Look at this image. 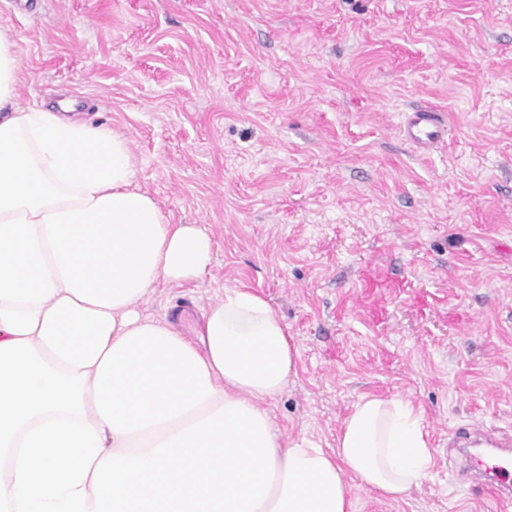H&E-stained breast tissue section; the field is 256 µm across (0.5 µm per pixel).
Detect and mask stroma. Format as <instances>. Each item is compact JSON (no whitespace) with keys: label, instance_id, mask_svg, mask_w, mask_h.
I'll return each mask as SVG.
<instances>
[{"label":"stroma","instance_id":"1","mask_svg":"<svg viewBox=\"0 0 512 512\" xmlns=\"http://www.w3.org/2000/svg\"><path fill=\"white\" fill-rule=\"evenodd\" d=\"M0 29L21 107L126 137L133 187L209 235L143 314L190 336L253 288L298 349L281 439L335 447L366 393L423 412L428 477L350 512H502L448 435L512 440V0H0ZM419 108L445 125L427 153L399 133Z\"/></svg>","mask_w":512,"mask_h":512}]
</instances>
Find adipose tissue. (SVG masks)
I'll list each match as a JSON object with an SVG mask.
<instances>
[{"label": "adipose tissue", "mask_w": 512, "mask_h": 512, "mask_svg": "<svg viewBox=\"0 0 512 512\" xmlns=\"http://www.w3.org/2000/svg\"><path fill=\"white\" fill-rule=\"evenodd\" d=\"M0 30V512H349L351 480L403 501L433 457L423 414L366 394L335 452L284 442L268 409L297 349L241 286L195 337L139 305L199 277L209 236L133 189L126 139L20 108Z\"/></svg>", "instance_id": "1"}]
</instances>
